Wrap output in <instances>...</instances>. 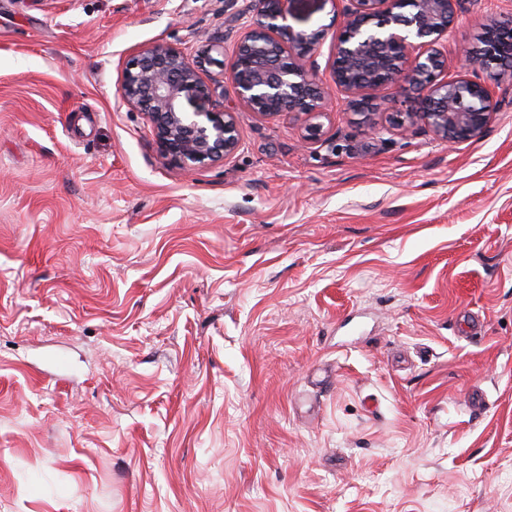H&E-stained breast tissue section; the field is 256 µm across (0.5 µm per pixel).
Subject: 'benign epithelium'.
<instances>
[{"label":"benign epithelium","instance_id":"7a95c632","mask_svg":"<svg viewBox=\"0 0 512 512\" xmlns=\"http://www.w3.org/2000/svg\"><path fill=\"white\" fill-rule=\"evenodd\" d=\"M461 0H347L345 18L331 63V79L350 98L358 123L374 128L367 104L386 90L408 86L416 93L411 110L392 112V125H422L454 145L479 137L497 108L499 82L512 74V51L495 57L490 46L511 22L484 26L483 53L464 49L462 68L478 64L494 80L445 73L437 44L447 35ZM254 19L236 44L225 71L238 102L260 117L283 113L306 117L305 139L324 135L318 122L327 100L317 70L304 65L318 35L287 23L289 0H256ZM121 98L151 120L157 153L189 171L231 156L240 133L234 112L218 104L216 85L178 48L145 45L127 61Z\"/></svg>","mask_w":512,"mask_h":512}]
</instances>
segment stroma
I'll use <instances>...</instances> for the list:
<instances>
[{"label": "stroma", "mask_w": 512, "mask_h": 512, "mask_svg": "<svg viewBox=\"0 0 512 512\" xmlns=\"http://www.w3.org/2000/svg\"><path fill=\"white\" fill-rule=\"evenodd\" d=\"M251 3L0 0V512H512V81L477 139L337 89L307 142L211 65L240 145L183 171L125 63ZM511 18L463 0L449 76ZM288 22L329 80L341 6Z\"/></svg>", "instance_id": "obj_1"}]
</instances>
